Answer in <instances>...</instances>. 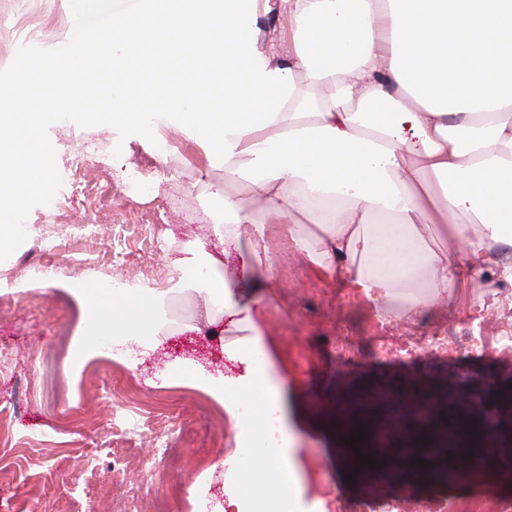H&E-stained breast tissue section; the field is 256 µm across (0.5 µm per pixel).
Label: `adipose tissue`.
Segmentation results:
<instances>
[{"label":"adipose tissue","instance_id":"obj_1","mask_svg":"<svg viewBox=\"0 0 512 512\" xmlns=\"http://www.w3.org/2000/svg\"><path fill=\"white\" fill-rule=\"evenodd\" d=\"M270 13L283 21L272 44L259 25ZM106 39L111 83H92L89 53L68 45L0 95L1 253L16 242L17 213L44 189L53 153L41 129L58 114L30 101L58 94L72 110L92 94L100 119L148 140L147 115H166L223 167L209 191L224 209L214 232L245 245L254 287L275 281L265 241L270 225L284 224L322 274L347 279L384 322L464 284H497L512 306V0H147L136 15L113 16ZM308 84L324 95L308 96ZM240 178L250 201L224 191ZM307 220L317 228L310 238ZM440 235L450 253L435 248ZM175 265L217 312L250 323V303L216 262L192 255ZM42 281L80 310L72 376L115 336L110 357L136 369L121 345L160 327L156 290L85 288L52 271ZM226 355L243 374L180 362L163 381L188 377L240 434L255 432L262 420L247 414L244 394L259 390L280 411V380L260 337ZM251 456L288 472L287 490L253 483L240 466ZM218 464L226 481L214 512H251L277 494L297 507L300 471L287 443L271 452L242 443Z\"/></svg>","mask_w":512,"mask_h":512}]
</instances>
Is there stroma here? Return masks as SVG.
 <instances>
[{
	"label": "stroma",
	"instance_id": "obj_1",
	"mask_svg": "<svg viewBox=\"0 0 512 512\" xmlns=\"http://www.w3.org/2000/svg\"><path fill=\"white\" fill-rule=\"evenodd\" d=\"M74 7L73 0H0V85L11 83L18 67L41 64L66 44ZM158 133L177 146L179 172L129 200L120 188L136 167L150 163L151 142L85 110L69 111L43 130L55 145L51 179L24 212L30 223L63 224L67 230L59 252L48 259L32 240L16 243L0 256V280L25 279L27 265L41 261L66 277L121 278L166 292L168 325L137 371L100 357L74 379L65 372L68 353L59 350L60 338L75 336L81 326L73 298L42 285L11 294V309L0 316V348L16 357L0 369V512H116L132 494L151 503L169 483L177 492L168 495L167 512H194L189 489L199 480L208 483L213 501L224 498V472L214 463L235 441L223 409L187 381L160 387L155 380L178 358L194 359L214 373L239 374V366L225 360L224 347L246 337V330L213 314L203 295L178 287L174 262L200 244L227 279L239 280L249 259L213 232L221 203L207 193L210 184L223 180V170L208 165L187 135L165 125ZM90 139L104 153L86 170L92 188L87 203L47 210L46 198L67 178L66 156L79 153ZM85 223L96 224V235L77 232ZM268 248L276 282L252 315L285 378L282 397L306 475L305 500L332 501L341 512H368L371 487L382 499L442 500L449 512L466 501L495 506L512 500V484L502 485L492 474L468 484L414 476L403 483L348 481L355 467L340 450L336 425L340 396L355 400L375 429L390 431L399 419H411L405 403L412 400L425 405L438 438L455 448L462 436L450 417L472 403L477 411L469 427L494 454L506 452L512 446V353H502L491 340L475 348L465 339L468 313L476 301L494 302L493 289L460 288L452 305L437 304L409 321L383 325L366 298L318 271L284 225H271ZM443 331L458 339L445 353L374 352L379 340L403 347ZM342 342L348 345L344 354ZM185 419L194 421L195 431L175 445L179 463L166 482L156 481L137 463L154 458L158 436Z\"/></svg>",
	"mask_w": 512,
	"mask_h": 512
}]
</instances>
